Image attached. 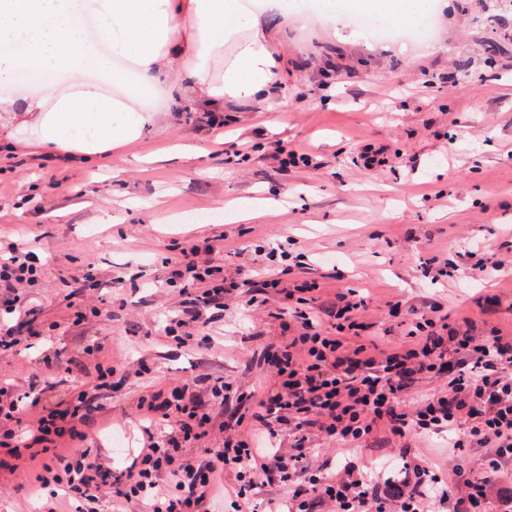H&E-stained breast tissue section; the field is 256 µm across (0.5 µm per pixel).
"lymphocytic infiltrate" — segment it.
Returning <instances> with one entry per match:
<instances>
[{
    "label": "lymphocytic infiltrate",
    "mask_w": 512,
    "mask_h": 512,
    "mask_svg": "<svg viewBox=\"0 0 512 512\" xmlns=\"http://www.w3.org/2000/svg\"><path fill=\"white\" fill-rule=\"evenodd\" d=\"M217 252L213 244L192 240L166 258L157 282L178 287L181 301L166 317L165 335L183 343L201 308L221 309L226 292L256 287L250 305L279 320L286 334L261 355L274 387L259 397L240 393L224 417L217 410L228 400L229 381H213L208 405L185 385L157 389L138 403L145 442L116 473L86 446L96 408L85 392L64 406L41 403L36 387L66 363L58 352L42 357L30 369L29 393L16 396L12 383L0 381V421L9 423L0 430V447L13 458L40 457L39 481L51 495L40 512H56L52 498L60 493L79 501V512H94L99 496L111 491L142 512H208L219 475L233 474L243 500L259 486L288 482L299 468L305 476L292 494L294 512H313L321 503L332 512H438L446 503L453 512H484L503 460L512 459L511 337L494 327L476 332L469 318L450 321L436 302L404 312L393 303L389 311L401 313L406 339L382 349L363 318L367 303L354 289H337L323 306L321 285L301 278L294 267L239 264L229 270L216 261ZM26 257L18 251L0 260L1 350L16 344L8 321L24 314L23 291L38 275ZM431 378L443 380V389L403 412L402 397ZM380 429L390 444L411 433H444L449 450L478 447L491 454L475 474L444 482L421 466L386 486L378 473L360 470L349 457ZM216 430L221 444L206 461L195 460L191 448ZM284 433L294 439L292 452L278 444ZM320 435L346 453L343 475L305 463L307 443Z\"/></svg>",
    "instance_id": "1"
}]
</instances>
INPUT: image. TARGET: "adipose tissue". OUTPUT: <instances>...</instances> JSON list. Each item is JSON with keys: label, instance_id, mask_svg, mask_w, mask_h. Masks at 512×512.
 <instances>
[{"label": "adipose tissue", "instance_id": "1", "mask_svg": "<svg viewBox=\"0 0 512 512\" xmlns=\"http://www.w3.org/2000/svg\"><path fill=\"white\" fill-rule=\"evenodd\" d=\"M280 0H0V79H40L0 98L37 116L34 144L104 156L139 137L146 99L166 89L233 112L279 97L284 59L263 24ZM120 88L108 97L100 82Z\"/></svg>", "mask_w": 512, "mask_h": 512}]
</instances>
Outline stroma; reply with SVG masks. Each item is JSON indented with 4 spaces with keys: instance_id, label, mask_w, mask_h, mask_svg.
<instances>
[{
    "instance_id": "obj_1",
    "label": "stroma",
    "mask_w": 512,
    "mask_h": 512,
    "mask_svg": "<svg viewBox=\"0 0 512 512\" xmlns=\"http://www.w3.org/2000/svg\"><path fill=\"white\" fill-rule=\"evenodd\" d=\"M434 44L353 34L324 19L272 16L283 52L285 96L247 112H227L225 138L202 113L165 100L142 134L98 161L27 148L34 117L0 112V242L32 247L41 263L26 288L31 327L0 351V378L28 390L31 365L48 347L73 356L69 370L47 378L43 401L91 391L93 361L83 345L98 343L126 370L100 396L94 445L124 470L142 435L137 403L154 388L203 373L240 391H267L273 380L258 362L280 337L278 321L241 306L202 329L212 351L165 338L177 289L154 277L172 245L209 238L229 244L218 262L267 264L262 249L289 240L309 277L323 286L369 297L366 320L383 343L400 330L385 300L403 307L434 299L455 317L482 322L479 298H498L491 321L512 336V267L492 280L465 274L432 281L421 263L512 235V7L506 0H440ZM497 74L488 82L489 74ZM308 152V165L283 169L269 145ZM367 144L403 154L402 163L372 171L357 165ZM93 273L101 285L67 297V281ZM98 316L73 326L77 307ZM145 362L137 374L129 362ZM446 437L384 447L380 437L357 449L359 464L395 479L404 464H427ZM26 469L0 470V512H39L23 484Z\"/></svg>"
}]
</instances>
